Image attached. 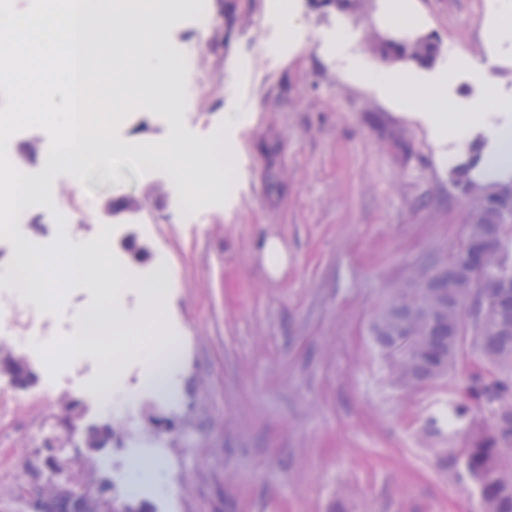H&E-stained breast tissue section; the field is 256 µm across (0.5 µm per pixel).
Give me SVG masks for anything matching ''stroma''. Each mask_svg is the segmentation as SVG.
<instances>
[{
    "label": "stroma",
    "instance_id": "35a3bbf8",
    "mask_svg": "<svg viewBox=\"0 0 512 512\" xmlns=\"http://www.w3.org/2000/svg\"><path fill=\"white\" fill-rule=\"evenodd\" d=\"M192 0L168 14L167 46L194 61L180 72L186 104L146 106L119 125L117 150L74 182L51 187L59 204L32 206L20 238L47 249L59 234L111 267L123 307H138L132 281L166 271L156 323L71 355L82 316L112 294L53 267L38 303L0 291V360L28 365L15 386L0 371V512H29L51 472L37 450L65 436L76 475L153 512H479L465 477L441 471L424 431L455 376L418 390L392 379L371 322L393 289L412 283L434 256L451 254L471 213L440 168L425 128L344 74L323 50L348 28L355 50L380 62L376 0ZM439 56L483 46L484 0H414ZM300 39L289 38V29ZM84 38L102 67L143 56L140 33ZM229 112L245 124L225 127ZM210 143L218 168L185 204L187 179L147 169L138 145L168 148L173 135ZM48 135L32 128L8 144L29 178L48 164ZM267 235L288 248V267L268 278L255 248ZM179 345L173 389L145 388L133 349L156 334ZM125 356L134 398L104 403L103 363ZM150 453L155 478L131 488L134 454Z\"/></svg>",
    "mask_w": 512,
    "mask_h": 512
}]
</instances>
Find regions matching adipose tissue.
<instances>
[{
  "mask_svg": "<svg viewBox=\"0 0 512 512\" xmlns=\"http://www.w3.org/2000/svg\"><path fill=\"white\" fill-rule=\"evenodd\" d=\"M481 26L487 61L457 53L440 65L396 57L375 67L349 54V32L340 28L325 44L327 51L349 55V75L385 100L403 105L427 128L443 171H454L471 150H478L474 181L482 187L512 181V87L498 68L512 64V0H486ZM135 313H127L120 293L93 307L80 321L86 333L108 336L156 318L164 303L158 283L137 285Z\"/></svg>",
  "mask_w": 512,
  "mask_h": 512,
  "instance_id": "obj_1",
  "label": "adipose tissue"
}]
</instances>
